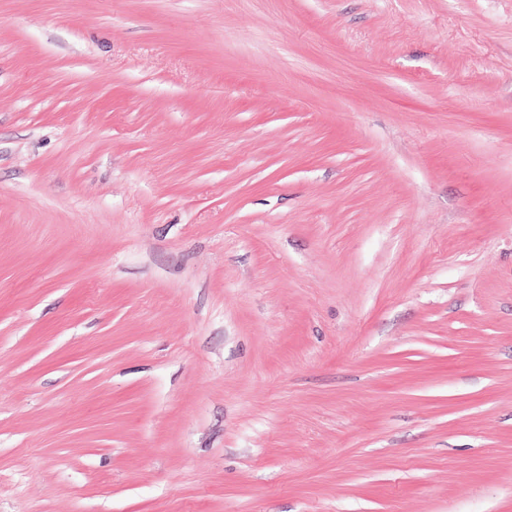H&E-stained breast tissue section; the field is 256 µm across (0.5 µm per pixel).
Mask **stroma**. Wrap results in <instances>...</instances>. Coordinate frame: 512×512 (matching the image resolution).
<instances>
[{
	"instance_id": "35a3bbf8",
	"label": "stroma",
	"mask_w": 512,
	"mask_h": 512,
	"mask_svg": "<svg viewBox=\"0 0 512 512\" xmlns=\"http://www.w3.org/2000/svg\"><path fill=\"white\" fill-rule=\"evenodd\" d=\"M0 512H512V0H0Z\"/></svg>"
}]
</instances>
